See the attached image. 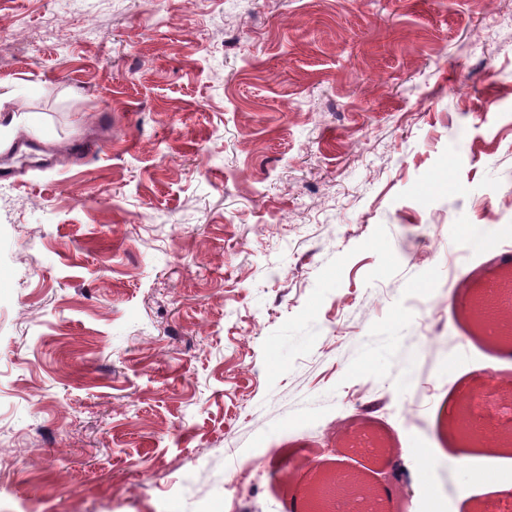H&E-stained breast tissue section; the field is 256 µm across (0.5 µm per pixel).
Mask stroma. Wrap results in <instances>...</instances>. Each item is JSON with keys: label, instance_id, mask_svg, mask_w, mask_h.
<instances>
[{"label": "stroma", "instance_id": "1", "mask_svg": "<svg viewBox=\"0 0 512 512\" xmlns=\"http://www.w3.org/2000/svg\"><path fill=\"white\" fill-rule=\"evenodd\" d=\"M22 145L0 512H288L313 466L385 512H512V453L457 464L451 420L475 387L512 418L473 314L512 271V0H0ZM488 200L497 242L451 232Z\"/></svg>", "mask_w": 512, "mask_h": 512}]
</instances>
